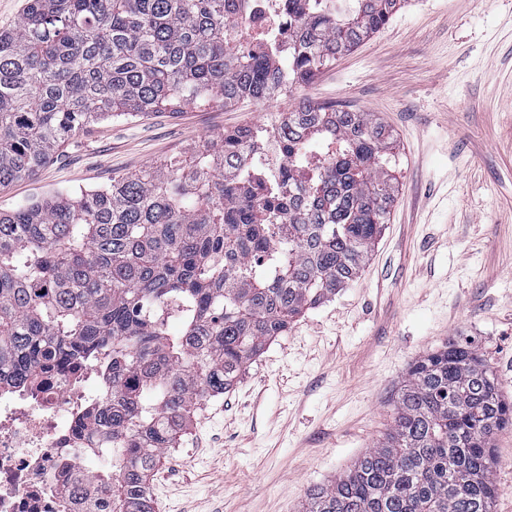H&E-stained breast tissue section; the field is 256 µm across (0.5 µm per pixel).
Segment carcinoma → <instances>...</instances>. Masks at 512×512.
Returning <instances> with one entry per match:
<instances>
[{"label":"carcinoma","instance_id":"carcinoma-1","mask_svg":"<svg viewBox=\"0 0 512 512\" xmlns=\"http://www.w3.org/2000/svg\"><path fill=\"white\" fill-rule=\"evenodd\" d=\"M254 0H28L0 32V190L83 127L269 100L376 33L400 0H286L252 52ZM277 138L283 165L249 162ZM390 131L311 104L226 131L156 171L0 211V389L95 364L112 399L87 455L112 473L84 512H154L147 483L205 399L302 313L359 277L395 201ZM512 427L491 367L450 341L408 367L388 432L307 490L303 512H493V441ZM237 27L248 34L249 44L261 47L273 31L288 28V11L280 0H260L251 12L238 17Z\"/></svg>","mask_w":512,"mask_h":512}]
</instances>
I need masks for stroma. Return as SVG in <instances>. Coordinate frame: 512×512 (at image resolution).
<instances>
[{
  "mask_svg": "<svg viewBox=\"0 0 512 512\" xmlns=\"http://www.w3.org/2000/svg\"><path fill=\"white\" fill-rule=\"evenodd\" d=\"M302 98L389 127L395 202L362 275L197 407L154 472L157 512H301L309 487L387 432L408 364L452 339L478 348L512 400V0H406L291 94L78 131L0 190V209L189 158ZM494 448V512H512V429Z\"/></svg>",
  "mask_w": 512,
  "mask_h": 512,
  "instance_id": "1",
  "label": "stroma"
}]
</instances>
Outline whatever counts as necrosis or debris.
<instances>
[{
    "label": "necrosis or debris",
    "instance_id": "4bbe7bcc",
    "mask_svg": "<svg viewBox=\"0 0 512 512\" xmlns=\"http://www.w3.org/2000/svg\"><path fill=\"white\" fill-rule=\"evenodd\" d=\"M288 26L282 0H258L237 27L251 45ZM92 367L44 374L36 388L0 392V512H79L72 474L86 457L100 394Z\"/></svg>",
    "mask_w": 512,
    "mask_h": 512
}]
</instances>
